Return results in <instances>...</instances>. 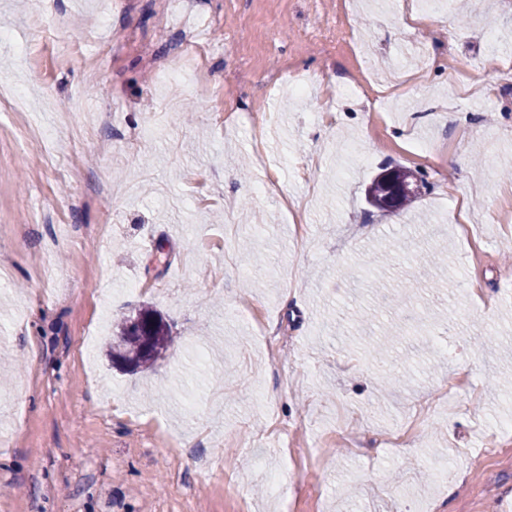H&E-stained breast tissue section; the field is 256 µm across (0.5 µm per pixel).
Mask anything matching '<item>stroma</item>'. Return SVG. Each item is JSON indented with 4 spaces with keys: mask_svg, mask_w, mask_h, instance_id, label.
I'll use <instances>...</instances> for the list:
<instances>
[{
    "mask_svg": "<svg viewBox=\"0 0 512 512\" xmlns=\"http://www.w3.org/2000/svg\"><path fill=\"white\" fill-rule=\"evenodd\" d=\"M473 2L416 26L402 0H197L174 100L162 0H0V88L27 101L0 100V512L512 502V223L490 221L512 208V103L473 94L492 54L512 82V0ZM278 71L306 94L266 85ZM398 165L426 189L372 208ZM400 241L411 260L369 265ZM145 305L175 341L133 371L107 354L112 318ZM461 375L475 393L432 411ZM415 196L410 197L403 195L398 201L393 202V199L390 198V194L388 193V189L375 178L367 189L369 203L381 210L396 211L403 209L410 205Z\"/></svg>",
    "mask_w": 512,
    "mask_h": 512,
    "instance_id": "stroma-1",
    "label": "stroma"
}]
</instances>
